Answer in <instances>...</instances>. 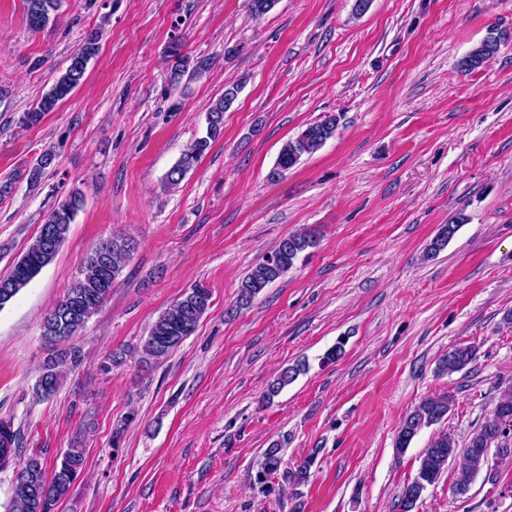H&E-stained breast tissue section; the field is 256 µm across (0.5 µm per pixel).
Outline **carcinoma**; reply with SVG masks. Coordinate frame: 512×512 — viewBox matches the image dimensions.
<instances>
[{
  "mask_svg": "<svg viewBox=\"0 0 512 512\" xmlns=\"http://www.w3.org/2000/svg\"><path fill=\"white\" fill-rule=\"evenodd\" d=\"M61 0H26V21L29 28L39 30L46 27L51 14L58 11ZM100 35L92 30L84 36L80 46L67 58V65L55 78L48 93L38 105L26 112L22 124L33 127L43 116L56 109L83 81L88 63L97 54ZM500 38L489 37L459 62L463 72L480 68L498 52ZM208 58L188 65L180 57L168 72V84L178 87L183 78H199L211 67ZM238 87L224 89V94L211 104L206 114V133L195 139L181 152L179 159L164 177L167 188L176 189L186 175L194 170L215 141L224 132V111L237 97ZM336 131V116L328 115L323 120L308 125L295 138L288 140L277 158V170L282 172L294 167L305 155L318 151ZM55 154L44 151L36 163L23 176L0 181V201L10 197L15 184L26 180L28 187L38 186L53 164ZM84 206L81 191L69 192L46 216L38 235L27 251L15 260L7 274L1 276L5 289H0V309L10 303L44 267L57 256L66 239L70 225ZM459 229L457 224H446L426 248V257L440 252ZM316 246V238L310 232L290 235L255 265L241 281L236 307L245 308L270 284L291 269L299 256ZM138 243L131 237L114 235L99 241L82 259L78 275L64 297L59 299L45 317L43 336L51 341H64L77 335L88 320L102 307L110 296L114 283L127 265ZM211 304V292L202 284H196L163 311L143 339L139 352L142 362L158 361L166 357L183 340L195 333L202 315ZM76 358L72 352L59 351L49 358L35 384V394L48 399L60 388L66 374V363ZM479 359L476 347L456 344L448 347L437 363V372L452 375L468 371ZM299 365L289 366L267 383L264 398L271 400L292 384L301 374ZM454 403V395L443 393L423 399L405 415L395 436V448L403 453L409 448L418 432L437 424L447 417ZM500 415L512 417V385L506 387L490 417L470 436L466 446L458 448L457 442L448 433L434 437L420 458L417 476L402 494L399 507L403 512H412L421 498V493L433 485L448 469V462L455 463L453 488L455 494L466 495L476 477L488 465L489 449L494 447L502 459L512 460V434L499 430L495 418ZM17 433L10 419H0V465L5 466L16 456ZM84 448L76 442L56 459L52 472H47L41 455L34 452L22 463L17 474L14 495L9 502V512H55L57 503L66 497L72 484L83 471ZM312 459L307 458L290 467L284 460L283 448L274 442L262 452V461L255 475V482L272 492L271 478L283 473L289 486L298 489L309 482Z\"/></svg>",
  "mask_w": 512,
  "mask_h": 512,
  "instance_id": "1",
  "label": "carcinoma"
}]
</instances>
